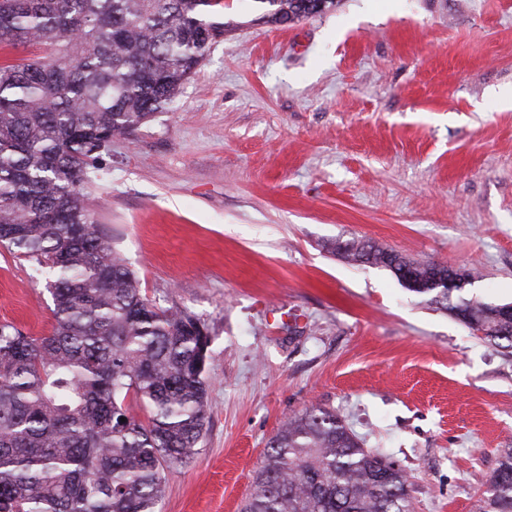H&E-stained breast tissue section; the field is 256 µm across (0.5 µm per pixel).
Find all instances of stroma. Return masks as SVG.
Wrapping results in <instances>:
<instances>
[{"label":"stroma","instance_id":"1","mask_svg":"<svg viewBox=\"0 0 512 512\" xmlns=\"http://www.w3.org/2000/svg\"><path fill=\"white\" fill-rule=\"evenodd\" d=\"M265 11L224 0L174 104L85 186L142 291L210 337L205 432L159 510L240 512L268 440L317 405L412 474L416 512H476L512 448V353L329 245L473 269L465 297L512 302V0ZM45 284L0 252V322L50 334ZM263 4L268 3V13L263 16L266 22L286 23L294 22L321 14L334 5V0H261ZM324 2V9H317V3Z\"/></svg>","mask_w":512,"mask_h":512}]
</instances>
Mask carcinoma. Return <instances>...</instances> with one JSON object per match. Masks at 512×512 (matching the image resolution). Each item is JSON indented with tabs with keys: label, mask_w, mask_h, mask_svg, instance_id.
<instances>
[{
	"label": "carcinoma",
	"mask_w": 512,
	"mask_h": 512,
	"mask_svg": "<svg viewBox=\"0 0 512 512\" xmlns=\"http://www.w3.org/2000/svg\"><path fill=\"white\" fill-rule=\"evenodd\" d=\"M320 1L334 5L260 0L279 24L323 13ZM218 15L211 0H0V45L46 50L0 64V247L47 269L55 318L47 336L0 324V512H159L165 469L197 453L208 335L142 293L83 189L112 138L170 107ZM330 250L512 350L492 304L429 287L438 265L369 241ZM412 486L345 419L310 406L269 439L241 512H415ZM478 512H512V448Z\"/></svg>",
	"instance_id": "carcinoma-1"
}]
</instances>
